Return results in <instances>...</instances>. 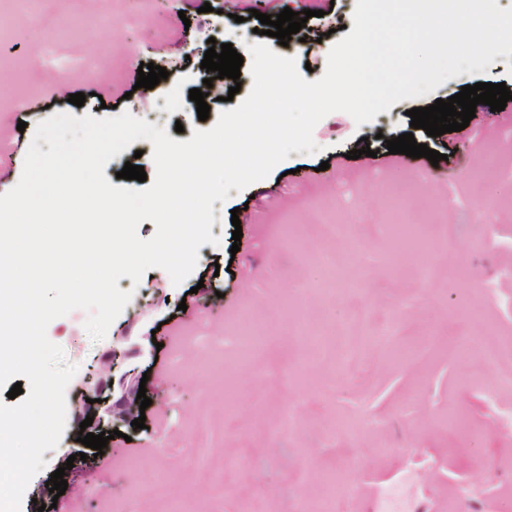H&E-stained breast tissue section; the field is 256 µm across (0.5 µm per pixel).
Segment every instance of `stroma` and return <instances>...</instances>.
Masks as SVG:
<instances>
[{
    "label": "stroma",
    "mask_w": 512,
    "mask_h": 512,
    "mask_svg": "<svg viewBox=\"0 0 512 512\" xmlns=\"http://www.w3.org/2000/svg\"><path fill=\"white\" fill-rule=\"evenodd\" d=\"M222 2L114 0L111 17L80 19L57 0L53 22L35 26L19 0H0V194L20 181L37 125L57 112L103 118L115 108L139 118L164 99L171 139L213 128L253 88L246 61L233 100L214 104L204 121L191 110L209 48L194 25L200 7ZM87 60L94 71L84 69ZM24 62L35 64L32 75L20 72ZM150 62L168 68V78L136 88L138 67ZM61 70L69 91L86 93L82 107L59 103ZM481 81L512 88V58L496 56L485 73L452 78L371 123L328 114L313 130L319 154L290 153L266 178L230 190L219 206L223 237L200 247L180 285L158 267L137 283L121 278L135 298L99 340L85 329V310L52 320L48 339L77 368L67 403L80 396L78 378L101 371L127 330L140 344L120 367L147 374L151 404L144 428L103 423L112 439L101 456L77 459L78 442L62 436L44 453L48 467L30 481L21 512H159L177 484L191 512H317L327 475L341 470L357 481L353 493L337 492L334 512H374L378 488L398 482L410 459L415 510L446 512L451 489L473 478L481 491L473 512H512V434L495 426L484 392L471 385L479 379L512 403V389L499 385L512 358L460 364L454 346L470 323L448 308L452 300L476 304L498 332L512 334V312L502 307L512 299V178L471 195L486 159L512 170V117L480 112L471 135L431 137L411 129L408 115ZM20 100L27 110L17 109ZM407 132L444 160L405 156L386 165V139ZM365 145L371 156L347 158ZM234 213L243 222L236 252ZM329 218L345 225V237L324 238ZM397 218L416 226L420 256H406L392 238ZM320 247L332 251L341 276L314 259ZM337 279L341 288L325 297ZM285 371L295 384H282ZM196 448L206 449L210 469L188 470ZM61 467L68 487L56 498L48 483Z\"/></svg>",
    "instance_id": "stroma-1"
}]
</instances>
